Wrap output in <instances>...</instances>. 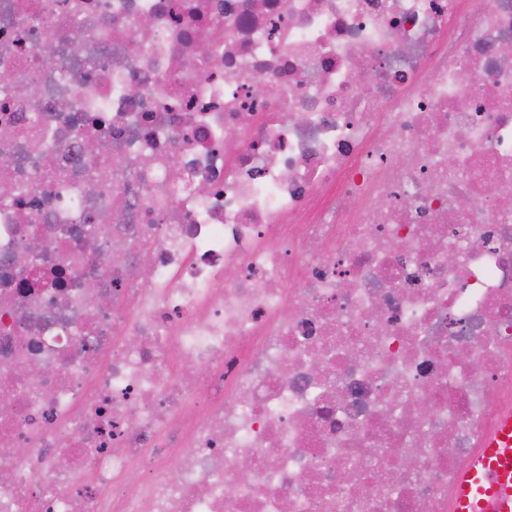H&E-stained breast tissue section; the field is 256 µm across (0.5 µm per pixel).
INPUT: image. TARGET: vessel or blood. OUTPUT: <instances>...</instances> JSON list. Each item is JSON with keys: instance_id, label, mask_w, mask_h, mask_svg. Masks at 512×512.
Wrapping results in <instances>:
<instances>
[{"instance_id": "vessel-or-blood-1", "label": "vessel or blood", "mask_w": 512, "mask_h": 512, "mask_svg": "<svg viewBox=\"0 0 512 512\" xmlns=\"http://www.w3.org/2000/svg\"><path fill=\"white\" fill-rule=\"evenodd\" d=\"M454 512H512V411L499 413L482 450L460 472Z\"/></svg>"}]
</instances>
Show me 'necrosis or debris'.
<instances>
[{
  "label": "necrosis or debris",
  "instance_id": "necrosis-or-debris-1",
  "mask_svg": "<svg viewBox=\"0 0 512 512\" xmlns=\"http://www.w3.org/2000/svg\"><path fill=\"white\" fill-rule=\"evenodd\" d=\"M0 73V512H454L512 0H0Z\"/></svg>",
  "mask_w": 512,
  "mask_h": 512
}]
</instances>
